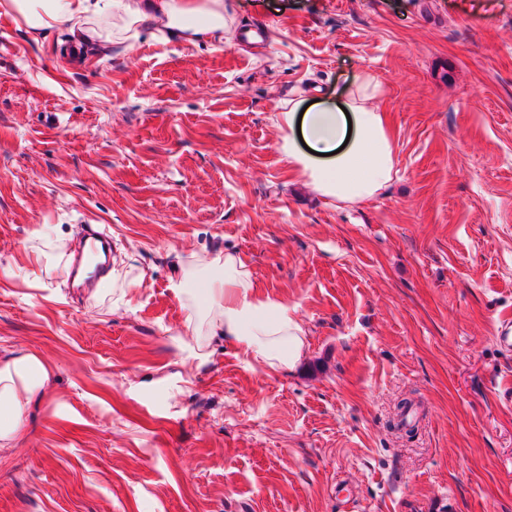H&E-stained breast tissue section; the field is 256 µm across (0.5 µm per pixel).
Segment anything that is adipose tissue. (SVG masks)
Segmentation results:
<instances>
[{
	"label": "adipose tissue",
	"instance_id": "1",
	"mask_svg": "<svg viewBox=\"0 0 512 512\" xmlns=\"http://www.w3.org/2000/svg\"><path fill=\"white\" fill-rule=\"evenodd\" d=\"M0 12L34 33L64 29L70 61L98 44L134 42L142 23L153 22L163 40L190 43L223 37L234 20L224 0H0ZM382 87L367 70L333 97L310 105L289 101L279 112L284 132L279 152L292 179L339 205L358 204L386 190L397 175V141L379 106ZM196 279H172L170 290L202 313L211 335L270 372L302 358L306 330L287 300L264 293L244 254L219 252L198 261ZM51 368L37 355L0 360V446L20 432L30 399L43 392Z\"/></svg>",
	"mask_w": 512,
	"mask_h": 512
}]
</instances>
